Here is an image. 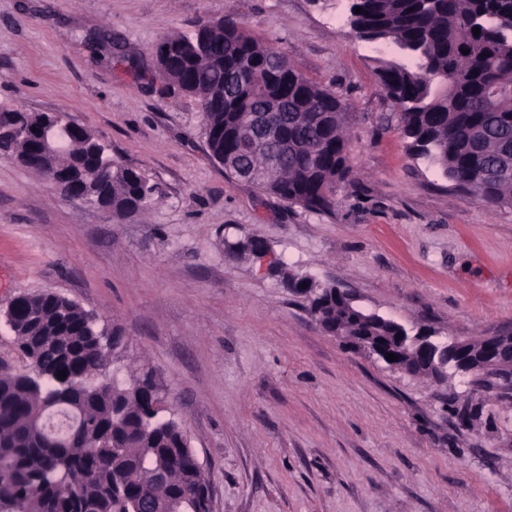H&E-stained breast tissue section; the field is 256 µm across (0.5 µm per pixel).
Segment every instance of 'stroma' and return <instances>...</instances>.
I'll list each match as a JSON object with an SVG mask.
<instances>
[{"label": "stroma", "instance_id": "35a3bbf8", "mask_svg": "<svg viewBox=\"0 0 512 512\" xmlns=\"http://www.w3.org/2000/svg\"><path fill=\"white\" fill-rule=\"evenodd\" d=\"M352 0H0V110L61 112L158 185L117 218L0 156V367L24 365L3 316L53 292L121 328L119 380L152 372L185 429L210 512H512V406L467 379L388 368L325 333L304 295L225 241L262 238L292 273L446 341L512 334V206L457 191L411 154L356 39ZM232 15L348 106L351 182L290 205L226 174L198 100L154 80V49ZM482 408L457 423L450 396Z\"/></svg>", "mask_w": 512, "mask_h": 512}]
</instances>
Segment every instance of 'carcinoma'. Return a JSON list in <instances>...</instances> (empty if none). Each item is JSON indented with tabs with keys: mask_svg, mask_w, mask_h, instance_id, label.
<instances>
[{
	"mask_svg": "<svg viewBox=\"0 0 512 512\" xmlns=\"http://www.w3.org/2000/svg\"><path fill=\"white\" fill-rule=\"evenodd\" d=\"M356 38L387 44L381 90L399 108L410 151L429 159L453 187L487 206L512 205V0H354ZM480 28L479 35L473 29ZM154 79L199 100L211 157L231 177L291 205L322 210L352 180L347 106L254 37L235 16L201 18L190 34H168ZM469 53L462 54V49ZM268 68L256 71L252 61ZM261 131L245 151L236 132ZM35 142L0 139V153L25 163ZM85 128L49 157L47 169L76 168L83 187L126 217L159 199L158 187L118 161ZM265 242L247 235L227 257L252 258ZM324 330L395 336L400 327L336 300V285L311 292ZM11 331L29 369L0 371V512H134L149 495L167 504L209 493L189 466L182 428L148 407L151 373L109 376L97 320L52 292L22 295ZM66 371L64 379L57 373Z\"/></svg>",
	"mask_w": 512,
	"mask_h": 512,
	"instance_id": "carcinoma-1",
	"label": "carcinoma"
}]
</instances>
